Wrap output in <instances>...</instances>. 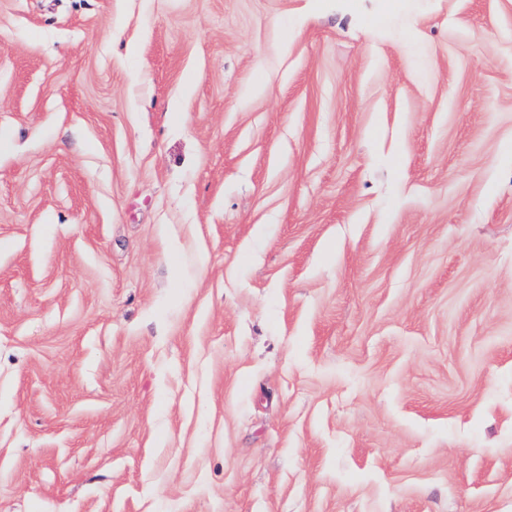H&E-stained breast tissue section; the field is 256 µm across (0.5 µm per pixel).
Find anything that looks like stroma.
Wrapping results in <instances>:
<instances>
[{"mask_svg":"<svg viewBox=\"0 0 512 512\" xmlns=\"http://www.w3.org/2000/svg\"><path fill=\"white\" fill-rule=\"evenodd\" d=\"M512 0H0V512H512Z\"/></svg>","mask_w":512,"mask_h":512,"instance_id":"1","label":"stroma"}]
</instances>
